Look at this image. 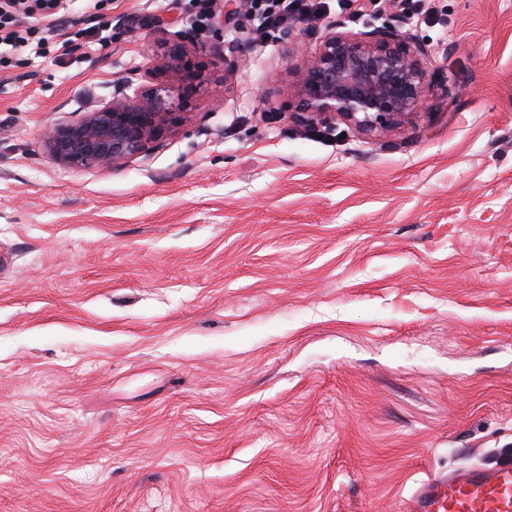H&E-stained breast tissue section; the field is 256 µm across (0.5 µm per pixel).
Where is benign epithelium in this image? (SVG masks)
I'll use <instances>...</instances> for the list:
<instances>
[{
    "mask_svg": "<svg viewBox=\"0 0 512 512\" xmlns=\"http://www.w3.org/2000/svg\"><path fill=\"white\" fill-rule=\"evenodd\" d=\"M427 45L388 21L353 33L332 28L317 52L294 66L288 92L301 121L326 127L340 121L366 135L396 129L423 111L430 92ZM187 49L178 41L163 64L185 69ZM156 83L127 93L119 85L107 102L87 99L77 121L50 128L45 142L60 164L76 168L118 166L149 153L153 144L187 119L191 94L202 86Z\"/></svg>",
    "mask_w": 512,
    "mask_h": 512,
    "instance_id": "1",
    "label": "benign epithelium"
}]
</instances>
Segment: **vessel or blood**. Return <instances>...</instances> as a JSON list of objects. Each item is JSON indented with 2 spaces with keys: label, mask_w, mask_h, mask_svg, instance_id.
<instances>
[{
  "label": "vessel or blood",
  "mask_w": 512,
  "mask_h": 512,
  "mask_svg": "<svg viewBox=\"0 0 512 512\" xmlns=\"http://www.w3.org/2000/svg\"><path fill=\"white\" fill-rule=\"evenodd\" d=\"M402 512H512V461L432 473L414 483Z\"/></svg>",
  "instance_id": "b4317fda"
}]
</instances>
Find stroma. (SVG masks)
Returning a JSON list of instances; mask_svg holds the SVG:
<instances>
[{
	"mask_svg": "<svg viewBox=\"0 0 512 512\" xmlns=\"http://www.w3.org/2000/svg\"><path fill=\"white\" fill-rule=\"evenodd\" d=\"M67 0L0 48V512H400L512 459V0H352L430 50L412 123L292 118L250 0ZM198 47L192 117L117 167L44 133Z\"/></svg>",
	"mask_w": 512,
	"mask_h": 512,
	"instance_id": "1",
	"label": "stroma"
}]
</instances>
